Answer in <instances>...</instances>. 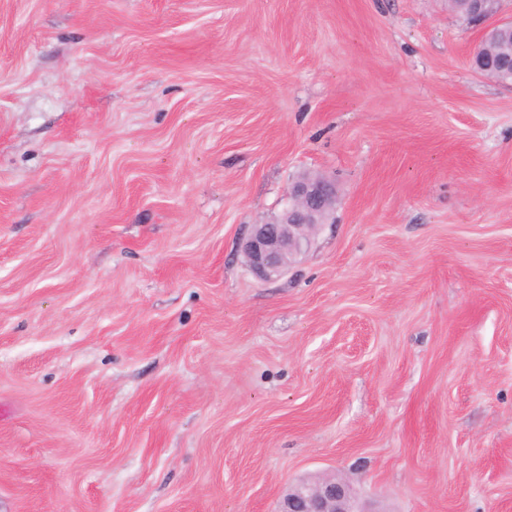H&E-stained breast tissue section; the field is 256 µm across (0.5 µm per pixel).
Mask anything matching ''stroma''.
<instances>
[{
  "instance_id": "35a3bbf8",
  "label": "stroma",
  "mask_w": 512,
  "mask_h": 512,
  "mask_svg": "<svg viewBox=\"0 0 512 512\" xmlns=\"http://www.w3.org/2000/svg\"><path fill=\"white\" fill-rule=\"evenodd\" d=\"M448 0H0V512H512V88ZM305 173L333 222L238 241ZM335 201L332 183L322 176L302 175L288 187L285 207L272 222L254 224L241 248L252 274L263 281L283 276L312 248L316 232L326 224ZM278 512H365L355 506L346 481L336 476H317L290 486Z\"/></svg>"
}]
</instances>
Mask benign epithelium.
I'll list each match as a JSON object with an SVG mask.
<instances>
[{
	"label": "benign epithelium",
	"mask_w": 512,
	"mask_h": 512,
	"mask_svg": "<svg viewBox=\"0 0 512 512\" xmlns=\"http://www.w3.org/2000/svg\"><path fill=\"white\" fill-rule=\"evenodd\" d=\"M461 14L483 27L481 42L512 39V20L496 21L497 0H459ZM471 65L480 75L499 83H512V52L494 59L475 50ZM335 201L332 183L305 174L288 187L285 207L272 222L255 224L241 248L252 274L263 281L283 276L312 248L316 232L326 224ZM278 512H361L346 481L334 476L301 480L284 494Z\"/></svg>",
	"instance_id": "7a95c632"
}]
</instances>
